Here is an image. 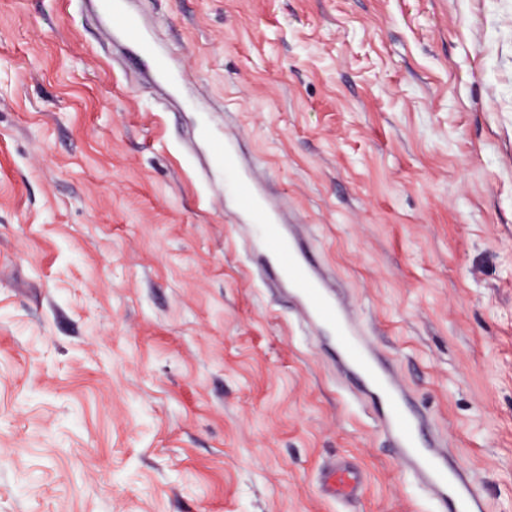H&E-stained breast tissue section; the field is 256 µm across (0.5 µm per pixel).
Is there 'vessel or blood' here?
<instances>
[{"instance_id": "1", "label": "vessel or blood", "mask_w": 512, "mask_h": 512, "mask_svg": "<svg viewBox=\"0 0 512 512\" xmlns=\"http://www.w3.org/2000/svg\"><path fill=\"white\" fill-rule=\"evenodd\" d=\"M110 18L126 42L151 49L136 18L119 12ZM241 205L262 226L263 238L293 288L304 321L333 330L324 349L337 374L360 404L374 408L388 447L427 493L435 512H488L486 498L470 474L455 463L430 413L415 405L391 360L373 346L365 326L352 315L343 289L316 269L301 238L285 236L279 224L269 221L253 191H242ZM362 483L359 469L346 460L330 465L320 476L322 492L337 500L355 498Z\"/></svg>"}]
</instances>
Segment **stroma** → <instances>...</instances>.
Here are the masks:
<instances>
[{
  "label": "stroma",
  "instance_id": "1",
  "mask_svg": "<svg viewBox=\"0 0 512 512\" xmlns=\"http://www.w3.org/2000/svg\"><path fill=\"white\" fill-rule=\"evenodd\" d=\"M119 2L0 0V512H431L250 179L512 512V0ZM105 12L110 15L111 23L118 29L126 42L143 45L146 50H152V44L145 36L136 18L126 13L113 12L108 7ZM362 483L361 472L347 460H341L330 465L320 476L322 492L337 500L347 501L355 498Z\"/></svg>",
  "mask_w": 512,
  "mask_h": 512
}]
</instances>
